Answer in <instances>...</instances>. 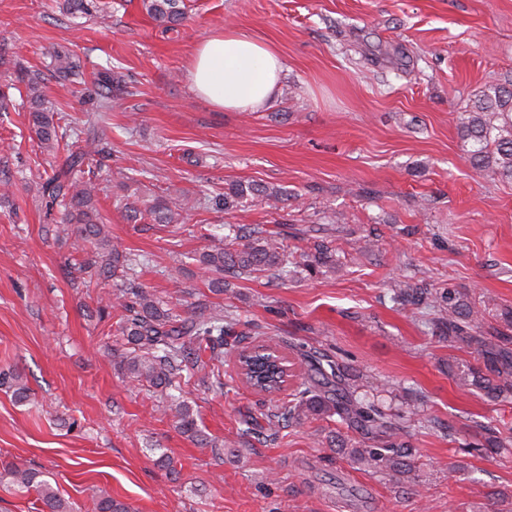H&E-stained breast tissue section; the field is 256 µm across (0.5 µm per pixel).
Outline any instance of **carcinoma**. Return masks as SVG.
<instances>
[{"instance_id": "obj_1", "label": "carcinoma", "mask_w": 512, "mask_h": 512, "mask_svg": "<svg viewBox=\"0 0 512 512\" xmlns=\"http://www.w3.org/2000/svg\"><path fill=\"white\" fill-rule=\"evenodd\" d=\"M147 11L155 20L174 23L181 16L178 0H143ZM56 72L70 82L83 80L80 65L72 53H56ZM26 84L30 97L32 128L40 144L51 149L58 143L59 122L46 106L45 95L38 78L24 68L17 71ZM97 111L110 107L112 92L120 86V79L105 70L95 78ZM458 133L470 147L467 155L472 167L483 175L512 181V79L505 78L484 86L469 100L458 117ZM89 151L78 147L70 152L65 164L41 183L42 197L49 203L64 205L63 223L72 226L76 250L82 252L86 244L93 245L87 258L74 263L75 270L86 273L98 270L107 278L121 273V283L115 301L99 307L100 317H117L116 331L123 336L128 347L114 354V368L142 386L167 391L181 389L186 383L184 373L207 371L209 388L224 391V345L227 337L238 336L243 343L244 334L236 332L238 321L222 310H208L204 303L195 306L193 314L180 317L164 302L144 289L137 281V260L122 254L111 244L109 231L97 222L95 207L96 187L91 182H78L73 172L80 167ZM250 196L275 207L285 201L282 190L257 184H237L231 195L224 196V208ZM303 271L315 276L325 268L336 265V250L321 239L313 250L302 254ZM199 262L208 270L221 274L213 287L221 292L228 279L248 278L258 273L285 272L288 256L279 239L265 234L260 228L244 231L240 226L233 235L215 237ZM392 301L414 309H424L434 316L441 336L448 347L466 345L486 360V369L470 364L450 363L448 373L457 386L479 390L490 398L512 397V337L503 330L488 333L483 330L484 316L464 294L452 288L431 291L410 278L398 281L392 288ZM279 347L273 339L253 344L254 351L236 355V375L252 392L263 396L272 406L261 417L245 420L247 432L265 440L274 439L280 430L293 422L307 419L338 417L347 429L361 435L358 440L341 438L338 448L351 462L374 469L394 483L410 477L413 469L405 462L408 447L404 441L410 431L426 422L421 414L393 413L366 394H359L349 382L348 371L339 361L302 345H291L296 350L300 367L290 361L288 380L266 347ZM0 386L11 391L19 400L28 397V387L14 370H0ZM165 409L174 412L176 427L189 438L201 440V432L191 408L183 403L169 401ZM484 442L473 445L477 452H495L502 446L500 432L492 424L483 426ZM17 492H35L42 512H73V507L43 474L32 468L9 463L0 473V483ZM95 512H129V506L103 493L95 499Z\"/></svg>"}]
</instances>
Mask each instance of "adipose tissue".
<instances>
[{
	"label": "adipose tissue",
	"instance_id": "ef3b65f1",
	"mask_svg": "<svg viewBox=\"0 0 512 512\" xmlns=\"http://www.w3.org/2000/svg\"><path fill=\"white\" fill-rule=\"evenodd\" d=\"M285 69L280 51L250 32L228 25L194 49L192 89L227 112H254L278 94Z\"/></svg>",
	"mask_w": 512,
	"mask_h": 512
}]
</instances>
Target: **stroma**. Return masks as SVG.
I'll return each mask as SVG.
<instances>
[{
    "mask_svg": "<svg viewBox=\"0 0 512 512\" xmlns=\"http://www.w3.org/2000/svg\"><path fill=\"white\" fill-rule=\"evenodd\" d=\"M92 3L86 15L65 0H0V369L29 389L23 402L0 389V465L41 471L75 512H94L103 491L132 512H512V401L460 391L449 358L482 359L390 299L410 277L485 305L490 327L512 308V182L476 173L456 128L474 93L512 75V0H183L174 25L143 0ZM228 23L284 58L280 93L261 111L224 112L190 88L196 45ZM64 46L84 83L56 78ZM20 66L40 75L72 133L96 109V73L123 76L127 93L98 124L105 150L83 165L113 245L142 260L140 282L175 313L203 301L232 312L239 331L318 347L359 392L428 417L406 438L415 482L354 465L330 447L331 420L272 441L245 433L265 406L236 380L220 393L198 375L184 385L208 439L197 445L158 412L164 393L115 371L121 339L97 307L116 282L70 272L78 254L39 190L68 151L32 133ZM238 183L288 199L218 206ZM158 201L171 223L132 220ZM227 224L279 232L297 254L319 229L336 265L211 291L217 274L198 257ZM489 423L502 448L469 453Z\"/></svg>",
    "mask_w": 512,
    "mask_h": 512,
    "instance_id": "stroma-1",
    "label": "stroma"
}]
</instances>
